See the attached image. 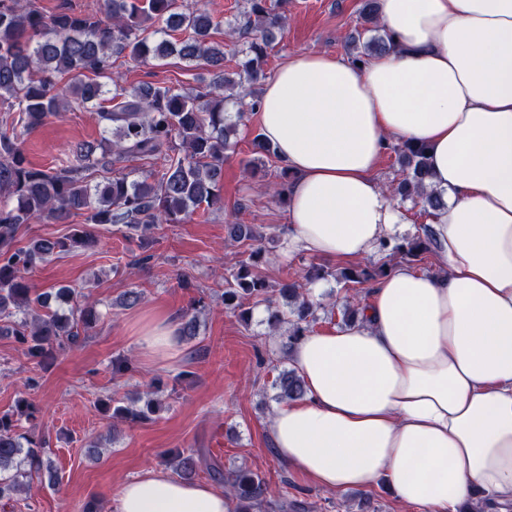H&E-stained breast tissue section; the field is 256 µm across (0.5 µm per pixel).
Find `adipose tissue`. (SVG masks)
I'll return each mask as SVG.
<instances>
[{
    "instance_id": "1",
    "label": "adipose tissue",
    "mask_w": 512,
    "mask_h": 512,
    "mask_svg": "<svg viewBox=\"0 0 512 512\" xmlns=\"http://www.w3.org/2000/svg\"><path fill=\"white\" fill-rule=\"evenodd\" d=\"M396 50L355 69L295 53L266 83L258 122L293 175L281 256L362 260L405 211L377 170L395 141L428 150L440 274L396 267L359 324L290 348L306 395L275 410L277 456L320 488L385 480L400 502L460 512L512 503V0H381ZM142 357L177 359L176 319L145 317ZM112 512H230L205 482L147 470Z\"/></svg>"
}]
</instances>
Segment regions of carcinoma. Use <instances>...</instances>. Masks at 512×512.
Here are the masks:
<instances>
[{
  "label": "carcinoma",
  "mask_w": 512,
  "mask_h": 512,
  "mask_svg": "<svg viewBox=\"0 0 512 512\" xmlns=\"http://www.w3.org/2000/svg\"><path fill=\"white\" fill-rule=\"evenodd\" d=\"M236 31L245 81L266 78L267 49L282 29V16L269 0H247ZM212 17L183 0H102L100 10L87 12L62 0L58 9L44 14L34 0H0V106L14 113V131H0V334L24 346V354L39 367L54 357L57 347L83 343L98 320L95 305L82 290L50 288L31 296L26 274L39 265L78 249L95 239L89 224H120L132 237L160 224H179L203 205H221L220 182L224 151L237 122L226 112L224 89L242 86L224 70V47L211 41ZM395 48L388 31L371 38L363 50L348 48L352 64H367L378 53ZM127 56L136 62L175 56L188 63H203L215 75L205 87L185 89L175 84L145 83L129 90L122 73L112 68V58ZM86 109L97 112L104 135L95 142H80L61 162L49 169L33 166L23 140L15 132L43 126L62 112ZM402 174L391 192L402 199H420L432 214L443 206L442 195L425 189L429 178L427 147L404 141L394 147ZM129 158L146 160L152 169L145 178L130 180L113 166ZM72 213L85 223L72 225L59 238L15 242L20 225L35 219L62 220ZM261 238L252 224H231L228 241L241 243ZM435 241L428 225L422 232L393 245L388 256L421 262ZM265 249L258 246L251 262H238L224 276V308L248 322L246 302L268 303V325H290L288 342L298 340L316 322L314 303L303 289L330 277L346 286H371L393 270L379 266H352L340 271L310 264L301 281L272 289L258 271ZM285 299L280 303L279 299ZM275 399L296 400L306 389L297 372L283 370L273 382ZM111 418L143 421L158 409L155 393L145 396L141 408L120 404L115 398L98 402ZM25 399L11 414L0 416V498L24 487L41 472V449L46 440L17 432L22 419L34 418ZM207 462L202 449L169 452L168 464L185 479ZM224 481L232 502L231 512H263L272 508L269 485L247 469L223 472L209 464Z\"/></svg>",
  "instance_id": "carcinoma-1"
}]
</instances>
